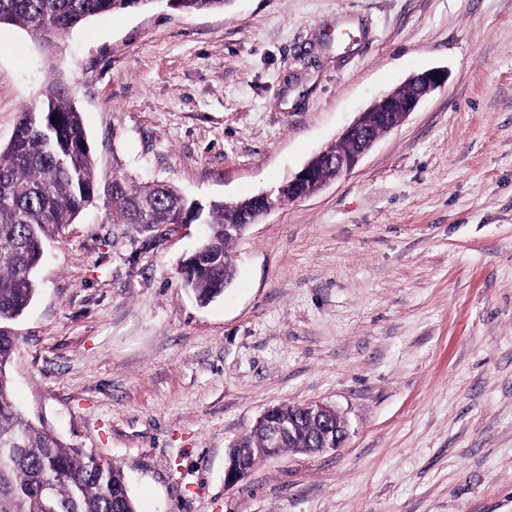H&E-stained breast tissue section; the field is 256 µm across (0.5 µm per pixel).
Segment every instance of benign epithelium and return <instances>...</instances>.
<instances>
[{
	"instance_id": "1",
	"label": "benign epithelium",
	"mask_w": 512,
	"mask_h": 512,
	"mask_svg": "<svg viewBox=\"0 0 512 512\" xmlns=\"http://www.w3.org/2000/svg\"><path fill=\"white\" fill-rule=\"evenodd\" d=\"M447 81L448 71L446 70L433 68L416 73L409 77L404 84V87L408 88V92L404 93L402 89L398 88L384 95L348 125L343 130L340 139L355 142L357 150L347 157L336 159V168L340 174L351 172L377 140L372 130L369 114H374V121L389 125L394 129L403 122L406 116L414 112L433 90ZM322 163V154L319 153L289 180L288 186L298 193V198L311 197L322 189L323 183L318 177ZM256 425L266 428L270 449L274 450L280 446L282 429L277 422L268 418V413H263Z\"/></svg>"
}]
</instances>
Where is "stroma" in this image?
<instances>
[{
    "instance_id": "35a3bbf8",
    "label": "stroma",
    "mask_w": 512,
    "mask_h": 512,
    "mask_svg": "<svg viewBox=\"0 0 512 512\" xmlns=\"http://www.w3.org/2000/svg\"><path fill=\"white\" fill-rule=\"evenodd\" d=\"M449 72L350 173L228 246L203 304L193 223H112L102 187L201 203L275 189L411 74ZM100 189L44 246L13 324L15 399L126 473L138 512H512V0H227L93 17L45 48L0 26V149L45 88ZM325 404L342 446L224 484L269 407Z\"/></svg>"
}]
</instances>
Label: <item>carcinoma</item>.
Returning a JSON list of instances; mask_svg holds the SVG:
<instances>
[{
  "label": "carcinoma",
  "mask_w": 512,
  "mask_h": 512,
  "mask_svg": "<svg viewBox=\"0 0 512 512\" xmlns=\"http://www.w3.org/2000/svg\"><path fill=\"white\" fill-rule=\"evenodd\" d=\"M158 0H0V25H20L44 42L87 19ZM227 0H177L175 9L204 12ZM95 193L94 163L81 112L68 94L49 86L22 113L9 145L0 149V512H137L123 470L93 451L65 443L49 426L34 423L12 399L10 364L16 349L12 324L30 306L33 273L45 242L73 222ZM107 207L114 224L149 232L171 224L208 226L204 243L182 270L185 287L207 303L224 294L234 275L227 247L253 216L254 199L207 205L168 184L139 186L112 179ZM273 417L292 429L284 450L319 448L336 432V412L284 404ZM264 431L240 438L234 461L250 469L265 454Z\"/></svg>",
  "instance_id": "obj_1"
}]
</instances>
